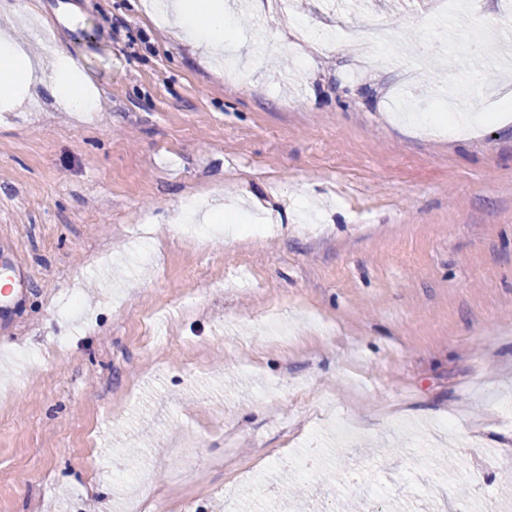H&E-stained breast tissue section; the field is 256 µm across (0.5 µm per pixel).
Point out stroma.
Instances as JSON below:
<instances>
[{
  "label": "stroma",
  "instance_id": "1",
  "mask_svg": "<svg viewBox=\"0 0 512 512\" xmlns=\"http://www.w3.org/2000/svg\"><path fill=\"white\" fill-rule=\"evenodd\" d=\"M399 7L375 81L346 37L370 10L332 0H224L222 57L147 0H0V31L47 63L66 43L98 100L32 83L0 108V267L23 286L0 313V512H211L230 485L231 512L369 490L378 512H512L508 478L454 476L512 457V107L477 118L512 85V16Z\"/></svg>",
  "mask_w": 512,
  "mask_h": 512
}]
</instances>
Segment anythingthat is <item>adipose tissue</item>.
Instances as JSON below:
<instances>
[{"label": "adipose tissue", "mask_w": 512, "mask_h": 512, "mask_svg": "<svg viewBox=\"0 0 512 512\" xmlns=\"http://www.w3.org/2000/svg\"><path fill=\"white\" fill-rule=\"evenodd\" d=\"M178 25L188 37L205 43L214 51L223 50L232 36V30L224 15L223 0H208L204 11H197L194 0H175ZM56 93L76 112L96 111L93 98L84 94L69 67V51L66 45L55 50ZM35 73L32 62L24 57L8 36H0V100L14 101L20 86L29 84Z\"/></svg>", "instance_id": "adipose-tissue-1"}]
</instances>
